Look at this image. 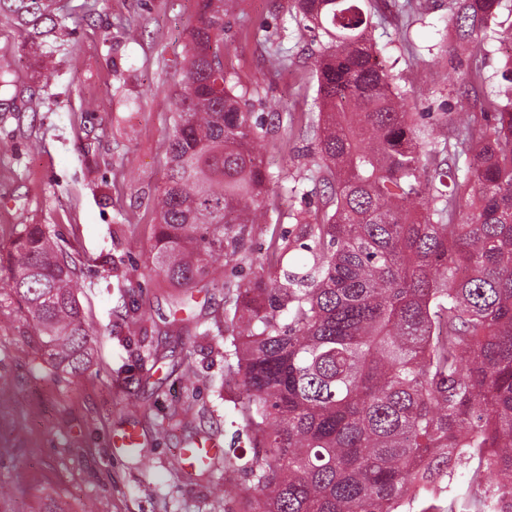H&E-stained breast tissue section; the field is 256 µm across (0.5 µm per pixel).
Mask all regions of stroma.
I'll return each instance as SVG.
<instances>
[{"label":"stroma","mask_w":512,"mask_h":512,"mask_svg":"<svg viewBox=\"0 0 512 512\" xmlns=\"http://www.w3.org/2000/svg\"><path fill=\"white\" fill-rule=\"evenodd\" d=\"M64 30L25 31L0 16V479L21 475L0 512H38L54 498L67 512H209L213 486L181 470L189 438L249 449L223 383L224 295L195 288L182 313L176 289L151 261L156 198L166 174L164 134L175 109L179 63L199 0H56ZM451 0H388L373 34L416 120L478 111L506 84L500 47L475 60L453 50ZM275 32L271 43L253 32ZM289 0H235L224 60L238 90L280 100L286 125L265 140L263 162L275 214L316 211L307 170L314 145L299 132L314 110L312 50L297 38ZM288 56L274 65L275 52ZM21 224L47 225L74 268L79 302L96 338V361L78 380L52 368L38 330L5 286ZM137 429L149 460L119 453L113 436Z\"/></svg>","instance_id":"35a3bbf8"}]
</instances>
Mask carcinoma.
Returning <instances> with one entry per match:
<instances>
[{
    "label": "carcinoma",
    "instance_id": "1",
    "mask_svg": "<svg viewBox=\"0 0 512 512\" xmlns=\"http://www.w3.org/2000/svg\"><path fill=\"white\" fill-rule=\"evenodd\" d=\"M373 0H293L327 37L314 56L309 169L322 208L272 223L263 199L269 133L220 56L232 0H206L189 32L165 132L152 259L187 295L224 290L226 374L244 397L251 455L198 469L212 484L244 471L245 512H512V101L465 112L456 143L442 119L412 120L376 61ZM503 0H453L457 46L512 42ZM55 0H0L21 26ZM273 263L253 265L254 225ZM7 287L35 321L52 365L82 377L95 332L73 268L44 224H21ZM471 491L450 499L453 465Z\"/></svg>",
    "mask_w": 512,
    "mask_h": 512
}]
</instances>
